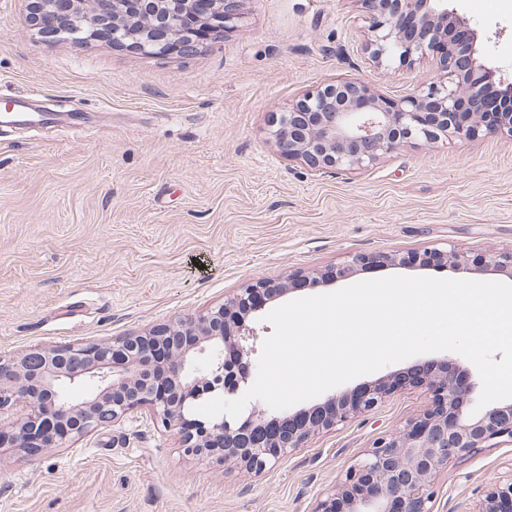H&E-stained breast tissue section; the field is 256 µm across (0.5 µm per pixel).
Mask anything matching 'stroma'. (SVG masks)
Wrapping results in <instances>:
<instances>
[{"label": "stroma", "instance_id": "1", "mask_svg": "<svg viewBox=\"0 0 512 512\" xmlns=\"http://www.w3.org/2000/svg\"><path fill=\"white\" fill-rule=\"evenodd\" d=\"M448 7L477 32L492 89L512 82V0ZM366 32L361 0H244L194 53L144 55L45 38L28 0H0V104L62 103L58 127H0V352L138 334L355 253L512 247L506 133L411 141L352 173L280 156L275 112L323 83L397 100L436 79L430 58L374 67ZM430 401L398 391L257 472L185 455L142 409L61 448L0 447V512H313ZM511 469L512 444L490 440L432 477L433 512H472Z\"/></svg>", "mask_w": 512, "mask_h": 512}]
</instances>
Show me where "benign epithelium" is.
Segmentation results:
<instances>
[{"mask_svg": "<svg viewBox=\"0 0 512 512\" xmlns=\"http://www.w3.org/2000/svg\"><path fill=\"white\" fill-rule=\"evenodd\" d=\"M241 0H29L30 21L48 37L75 42L103 38L143 54H191L199 40L239 19ZM369 14L364 50L385 71L410 67L432 55L440 76L399 100L358 80H335L308 92L279 113L270 136L281 155L311 172L358 171L412 140H471L483 130L512 136V94L489 104L482 84L490 68L481 61L478 36L448 0H363ZM422 265L451 263L476 273L512 270V248L499 252L413 255ZM408 263L397 255L356 253L323 274L279 282L261 280L209 312L161 324L116 339L89 340L17 354L0 353V414L21 412L3 426L0 444L24 452L61 448L75 437L122 421L148 408L182 432L183 452L260 471L303 447L308 438L374 409L407 386H424L432 403L403 428L377 439L314 512H432L433 475L453 459L486 442L512 440V402L464 413L476 383L455 360L423 365L404 375L376 380L329 397L293 414L197 420L186 425L194 402L216 390L234 399L248 383L259 339V304L234 314L256 292L276 297L295 284L315 287L344 280L362 268ZM168 346L163 365L157 345ZM67 384L88 387L79 401L63 393ZM478 512H512V471L485 495Z\"/></svg>", "mask_w": 512, "mask_h": 512, "instance_id": "1", "label": "benign epithelium"}]
</instances>
